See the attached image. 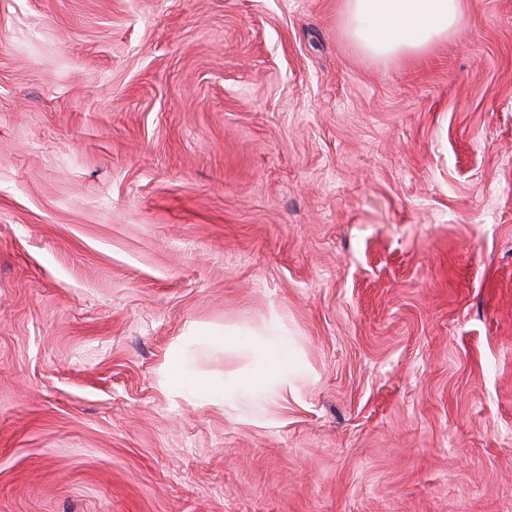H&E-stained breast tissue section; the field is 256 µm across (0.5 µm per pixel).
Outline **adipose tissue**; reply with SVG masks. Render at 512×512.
Instances as JSON below:
<instances>
[{"label":"adipose tissue","instance_id":"obj_1","mask_svg":"<svg viewBox=\"0 0 512 512\" xmlns=\"http://www.w3.org/2000/svg\"><path fill=\"white\" fill-rule=\"evenodd\" d=\"M344 30L361 51L381 58L429 51L463 22L462 0H342ZM240 351L252 366L232 381L219 383L198 375L184 353L171 357L165 367V386L201 399L237 397L258 399L288 384L298 361L279 327L259 340L238 339Z\"/></svg>","mask_w":512,"mask_h":512}]
</instances>
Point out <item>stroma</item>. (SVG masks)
Listing matches in <instances>:
<instances>
[{"instance_id": "1", "label": "stroma", "mask_w": 512, "mask_h": 512, "mask_svg": "<svg viewBox=\"0 0 512 512\" xmlns=\"http://www.w3.org/2000/svg\"><path fill=\"white\" fill-rule=\"evenodd\" d=\"M464 2L380 60L340 0H0V512H512V0ZM274 322L263 417L164 387Z\"/></svg>"}]
</instances>
